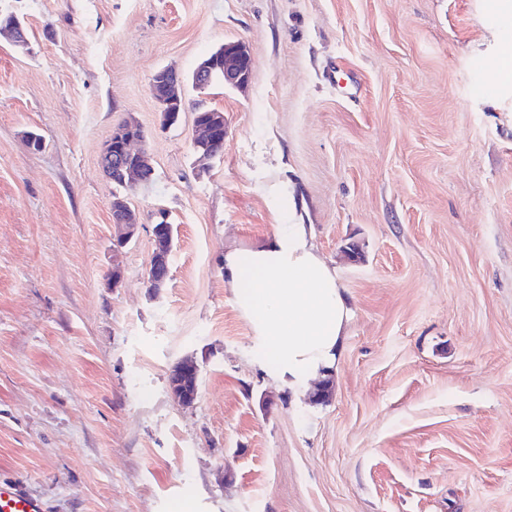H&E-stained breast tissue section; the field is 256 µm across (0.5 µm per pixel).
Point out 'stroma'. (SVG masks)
I'll use <instances>...</instances> for the list:
<instances>
[{
	"instance_id": "1",
	"label": "stroma",
	"mask_w": 512,
	"mask_h": 512,
	"mask_svg": "<svg viewBox=\"0 0 512 512\" xmlns=\"http://www.w3.org/2000/svg\"><path fill=\"white\" fill-rule=\"evenodd\" d=\"M0 480L50 512H512V96L496 0H0ZM228 41L246 88L150 82ZM202 108L224 152L199 166ZM132 117L152 182L100 154ZM42 135L32 150L28 132ZM139 216L116 246L110 202ZM175 227L150 290L152 226ZM306 225L349 316L327 402L255 363L220 259ZM120 267V284L112 269ZM200 368L193 406L168 376ZM491 70L500 89L502 86H512V43L500 46L498 54L492 61ZM151 91L159 106L161 125L171 127L179 123L184 91L182 77L173 70L161 69L151 78ZM195 116L192 135L194 151L203 159H212L219 153L212 152L209 147L220 142L224 143L225 121L223 112L214 109H201Z\"/></svg>"
}]
</instances>
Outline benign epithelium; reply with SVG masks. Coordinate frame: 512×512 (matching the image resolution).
Instances as JSON below:
<instances>
[{"instance_id":"1","label":"benign epithelium","mask_w":512,"mask_h":512,"mask_svg":"<svg viewBox=\"0 0 512 512\" xmlns=\"http://www.w3.org/2000/svg\"><path fill=\"white\" fill-rule=\"evenodd\" d=\"M7 32L16 45H28L24 27L19 17L12 12H0V32ZM251 74V55L247 46L240 41H229L220 46L212 56L203 60L193 74V84L204 88L215 78L230 87H242L249 81ZM151 91L156 99L161 125L171 127L181 118L180 104L183 102L184 83L182 77L170 69H161L151 78ZM224 113L214 109H204L196 114L193 125L192 146L203 159H212L218 153L209 150L213 144L224 141ZM144 141L140 125L132 119L114 128L111 138L101 152V166L106 176L128 188L145 182L153 175L143 149L134 145ZM112 223L116 227V237L123 243L135 234L137 221L134 212L125 200L117 197L110 203ZM155 249L152 253L148 274L154 288L162 287L170 272L168 257L171 252V240L152 229ZM200 369L192 361L178 363L170 372V391L184 406L194 403L198 395Z\"/></svg>"}]
</instances>
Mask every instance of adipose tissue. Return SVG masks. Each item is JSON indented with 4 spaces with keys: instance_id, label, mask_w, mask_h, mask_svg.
I'll return each mask as SVG.
<instances>
[{
    "instance_id": "ef3b65f1",
    "label": "adipose tissue",
    "mask_w": 512,
    "mask_h": 512,
    "mask_svg": "<svg viewBox=\"0 0 512 512\" xmlns=\"http://www.w3.org/2000/svg\"><path fill=\"white\" fill-rule=\"evenodd\" d=\"M221 264L269 376L299 390L332 364L348 309L337 273L317 253L306 225L225 250Z\"/></svg>"
}]
</instances>
